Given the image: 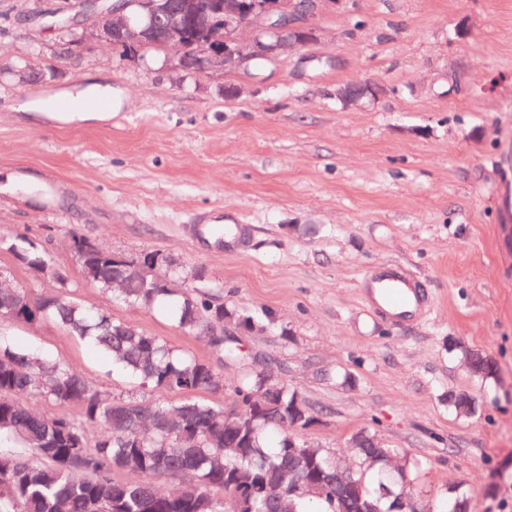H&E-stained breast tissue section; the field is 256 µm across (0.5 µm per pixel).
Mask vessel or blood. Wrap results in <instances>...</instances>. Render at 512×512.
Instances as JSON below:
<instances>
[{"label": "vessel or blood", "instance_id": "vessel-or-blood-1", "mask_svg": "<svg viewBox=\"0 0 512 512\" xmlns=\"http://www.w3.org/2000/svg\"><path fill=\"white\" fill-rule=\"evenodd\" d=\"M500 212L496 245L501 256L512 255V186L503 185L498 194ZM370 306L391 321L406 324L418 316L425 304L422 288L397 267L370 271L364 278Z\"/></svg>", "mask_w": 512, "mask_h": 512}]
</instances>
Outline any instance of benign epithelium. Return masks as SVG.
I'll return each mask as SVG.
<instances>
[{"instance_id": "7a95c632", "label": "benign epithelium", "mask_w": 512, "mask_h": 512, "mask_svg": "<svg viewBox=\"0 0 512 512\" xmlns=\"http://www.w3.org/2000/svg\"><path fill=\"white\" fill-rule=\"evenodd\" d=\"M337 0H221L212 9L209 0H178L170 9L167 0H127L116 10L108 0H26L20 12L25 20L42 24L59 18L50 26L57 33L73 37L82 47L112 46L120 41L128 57L141 55L157 41L168 49L178 48L189 36V22H195L194 62L206 73L232 72L261 58L275 61L313 39V21L336 5ZM250 23L241 21L242 14ZM165 16L164 34L157 37L159 15ZM266 35L270 42L263 43Z\"/></svg>"}]
</instances>
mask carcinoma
Masks as SVG:
<instances>
[{"label":"carcinoma","instance_id":"obj_1","mask_svg":"<svg viewBox=\"0 0 512 512\" xmlns=\"http://www.w3.org/2000/svg\"><path fill=\"white\" fill-rule=\"evenodd\" d=\"M71 248L86 285L111 301L163 306L172 325L188 335L208 328L252 331L262 324L251 315L213 300L197 271L191 290L179 287L185 272L172 256L145 251L151 260L142 273L130 274L112 261V251L73 236ZM9 249L35 272L56 280L58 293L34 298L24 288H0V321L33 324L50 319L92 343L125 379L132 393L115 395L93 386L79 373L38 351L0 335V512H225L224 497L236 496L240 512H275L271 495L288 479L286 512H352L356 501L370 512H409L398 501L420 470L417 459L390 463L389 448L368 429L359 431L364 447L354 449V482L346 487L336 475V457L308 447L303 432L320 420L306 398L272 371L248 367L231 386L210 363L172 347L164 338L133 328L103 308L83 306L72 285L51 269L45 253L17 234ZM228 360L240 353L232 337H209ZM471 374L494 375L492 362L467 354ZM230 393L226 405L207 395ZM77 403L78 416L44 415L26 400ZM460 414L474 412L465 395L448 394ZM103 435L90 440V429ZM134 474L138 481L115 477ZM179 480L161 493L155 477ZM438 512H470L469 492L453 486Z\"/></svg>","mask_w":512,"mask_h":512}]
</instances>
